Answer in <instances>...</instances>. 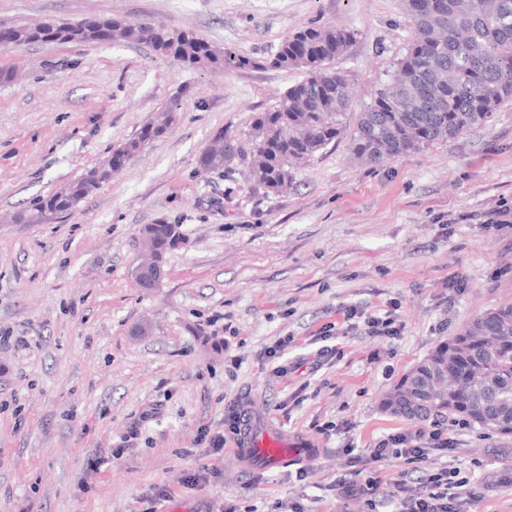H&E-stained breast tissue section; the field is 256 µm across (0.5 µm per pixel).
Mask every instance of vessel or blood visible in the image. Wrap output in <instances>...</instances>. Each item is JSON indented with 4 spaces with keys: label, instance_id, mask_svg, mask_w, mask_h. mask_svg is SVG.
Wrapping results in <instances>:
<instances>
[{
    "label": "vessel or blood",
    "instance_id": "1",
    "mask_svg": "<svg viewBox=\"0 0 512 512\" xmlns=\"http://www.w3.org/2000/svg\"><path fill=\"white\" fill-rule=\"evenodd\" d=\"M235 452L247 461L264 468H282L302 459L304 450L299 443L252 413H245L235 441Z\"/></svg>",
    "mask_w": 512,
    "mask_h": 512
}]
</instances>
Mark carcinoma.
<instances>
[{
  "label": "carcinoma",
  "instance_id": "1",
  "mask_svg": "<svg viewBox=\"0 0 512 512\" xmlns=\"http://www.w3.org/2000/svg\"><path fill=\"white\" fill-rule=\"evenodd\" d=\"M403 9L412 41L396 73L358 114L351 139L352 154L368 163L456 139L487 124L494 112L512 102V0H403ZM356 36L347 27L319 22L291 33L270 65L302 71L304 78L288 87L275 108L255 119L250 151L228 149L220 134L200 153L199 166L210 173H230L241 156L247 159L245 181L274 193L288 188L297 166L339 133L350 99L346 76L335 62L348 53ZM36 43L145 44L187 68L255 64L230 57L192 30L165 23L111 17L0 24L1 49ZM175 120L171 109L158 113L113 149L108 163L35 200L17 214V222L45 224L75 208ZM178 237L175 224L152 225L159 264ZM381 406L409 420L458 416L475 427L512 436V303L484 312L436 346Z\"/></svg>",
  "mask_w": 512,
  "mask_h": 512
}]
</instances>
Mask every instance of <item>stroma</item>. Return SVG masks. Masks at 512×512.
<instances>
[{"label": "stroma", "instance_id": "35a3bbf8", "mask_svg": "<svg viewBox=\"0 0 512 512\" xmlns=\"http://www.w3.org/2000/svg\"><path fill=\"white\" fill-rule=\"evenodd\" d=\"M122 17L195 30L249 66L184 69L135 44L0 49V512H371L346 485L392 491L408 466L354 473L421 423L380 401L440 342L512 302V103L487 125L379 165L353 161L356 116L412 36L402 0H0V22ZM320 20L354 29L335 67L351 103L336 140L274 194L198 171L215 135L246 144L258 113L301 80L268 61ZM167 132L49 224L8 217L78 180L166 107ZM506 221L485 227L488 218ZM178 225L156 287L134 269L139 231ZM392 313L401 335L368 336ZM293 337L282 357L267 350ZM325 345L335 354L318 357ZM252 405L317 455L246 471L225 432ZM457 451L426 469L471 481L464 512H512L499 451L512 437L441 420ZM206 468L186 486L184 471Z\"/></svg>", "mask_w": 512, "mask_h": 512}]
</instances>
